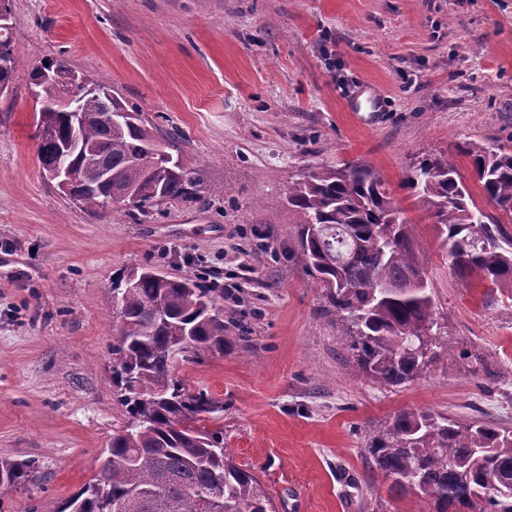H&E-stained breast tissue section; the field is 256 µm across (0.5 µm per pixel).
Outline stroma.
Listing matches in <instances>:
<instances>
[{
	"label": "stroma",
	"instance_id": "stroma-1",
	"mask_svg": "<svg viewBox=\"0 0 512 512\" xmlns=\"http://www.w3.org/2000/svg\"><path fill=\"white\" fill-rule=\"evenodd\" d=\"M15 71L0 95V453L39 464L0 512H60L97 473L123 410L106 299L127 272L201 277L224 291L233 341L176 374L224 404L215 423L277 512H412L364 473L371 430L402 410L512 429V297L452 271L448 244L412 213L448 359L399 387L350 367L315 279L288 250V189L342 162L392 197L444 155L484 213L458 144L512 153V0H10ZM62 59L140 112L201 179L148 212L100 216L61 195L36 157L32 66ZM362 95L355 122L346 103Z\"/></svg>",
	"mask_w": 512,
	"mask_h": 512
}]
</instances>
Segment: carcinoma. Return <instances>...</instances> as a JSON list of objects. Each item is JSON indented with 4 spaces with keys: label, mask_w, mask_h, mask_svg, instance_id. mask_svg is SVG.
Here are the masks:
<instances>
[{
    "label": "carcinoma",
    "mask_w": 512,
    "mask_h": 512,
    "mask_svg": "<svg viewBox=\"0 0 512 512\" xmlns=\"http://www.w3.org/2000/svg\"><path fill=\"white\" fill-rule=\"evenodd\" d=\"M0 86L15 69L9 27L0 25ZM56 76L30 72L35 95L38 160L66 148L71 129L51 106L68 79L79 75L62 60L48 61ZM89 120L80 130L82 150L66 161L75 174L69 198L100 215L109 198L135 199L141 212L186 195L198 172L183 155L141 162L157 136L133 112L119 126L112 114L128 108L105 80L80 88ZM484 197L512 219V153L466 142ZM403 187L400 205L380 174L363 163H345L294 183L288 205L298 222L292 260L319 284L357 372L381 387L413 381L444 362L448 344L433 330L435 307L418 258L409 213L417 211L446 235L453 272L512 294V237L487 220L444 157L419 160ZM116 303L122 322L112 345V382L124 408L120 428L99 457L98 475L61 512H275L252 472L224 448V429L203 425L223 403L175 377L174 347H187L185 362L224 354L231 342L224 325V292L192 278H169L135 268ZM365 451L372 475L391 481L396 497L413 493L432 512H512V431L481 421L455 420L429 410H405L373 432ZM37 461L0 453V489H27Z\"/></svg>",
    "instance_id": "cac0c4a2"
}]
</instances>
